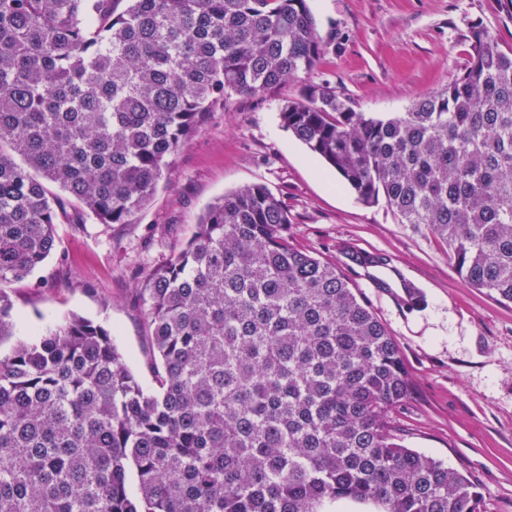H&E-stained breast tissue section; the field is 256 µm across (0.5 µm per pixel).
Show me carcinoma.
Instances as JSON below:
<instances>
[{
  "label": "carcinoma",
  "instance_id": "carcinoma-1",
  "mask_svg": "<svg viewBox=\"0 0 512 512\" xmlns=\"http://www.w3.org/2000/svg\"><path fill=\"white\" fill-rule=\"evenodd\" d=\"M468 39L463 73L405 112H355L308 84L280 116L362 204L384 202L512 303V49L479 25ZM320 55L307 0H0V284L51 255L68 204L131 223L216 105ZM288 224L271 190L242 186L146 274L150 392L77 314L13 340L0 288V512H478L470 477L398 443L412 381L397 344Z\"/></svg>",
  "mask_w": 512,
  "mask_h": 512
}]
</instances>
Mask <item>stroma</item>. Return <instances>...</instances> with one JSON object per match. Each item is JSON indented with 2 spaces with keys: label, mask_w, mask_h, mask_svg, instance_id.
<instances>
[{
  "label": "stroma",
  "mask_w": 512,
  "mask_h": 512,
  "mask_svg": "<svg viewBox=\"0 0 512 512\" xmlns=\"http://www.w3.org/2000/svg\"><path fill=\"white\" fill-rule=\"evenodd\" d=\"M322 40L317 67L260 96H235L211 112L175 156L167 180L129 224L68 213L54 254L7 284L23 339L70 313L108 329L144 389L154 387L145 273L180 251L205 209L240 186L272 190L290 217L288 240L336 263L396 341L413 381L392 415L406 447L472 478L482 512H512V303L465 283L434 237L366 206L336 172L283 127L280 108L302 86H330L357 112H402L445 87L469 60L468 31L485 27L512 48V0H307ZM388 267L349 266L345 248ZM419 288L411 310L376 279Z\"/></svg>",
  "instance_id": "stroma-1"
}]
</instances>
